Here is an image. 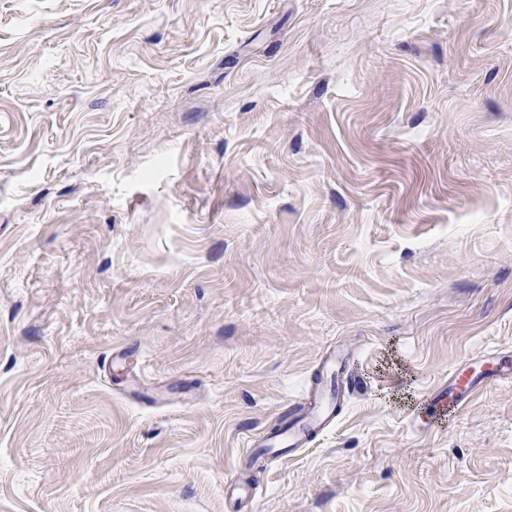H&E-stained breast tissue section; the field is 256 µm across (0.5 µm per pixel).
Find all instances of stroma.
Listing matches in <instances>:
<instances>
[{
    "label": "stroma",
    "mask_w": 512,
    "mask_h": 512,
    "mask_svg": "<svg viewBox=\"0 0 512 512\" xmlns=\"http://www.w3.org/2000/svg\"><path fill=\"white\" fill-rule=\"evenodd\" d=\"M507 351L512 0H0V512H512ZM485 366L466 368L470 363L454 371L448 384L436 392L432 403L439 411H455L463 407L465 401L476 391L484 388L493 380L512 378V362H503L499 358L486 359ZM334 409L332 402H324L315 398L310 401L305 408V412H307L309 416L301 426L292 429L290 432L288 428L278 432L276 435L273 434V436L265 442L264 446L275 447L276 445L287 444L289 447L288 451L301 448L312 430L324 428V424L332 417Z\"/></svg>",
    "instance_id": "35a3bbf8"
}]
</instances>
